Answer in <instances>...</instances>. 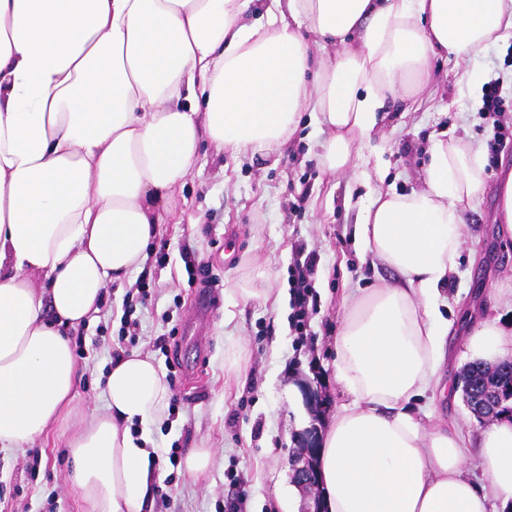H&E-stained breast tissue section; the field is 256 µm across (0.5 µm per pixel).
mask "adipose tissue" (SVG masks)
<instances>
[{"instance_id": "1", "label": "adipose tissue", "mask_w": 512, "mask_h": 512, "mask_svg": "<svg viewBox=\"0 0 512 512\" xmlns=\"http://www.w3.org/2000/svg\"><path fill=\"white\" fill-rule=\"evenodd\" d=\"M510 32L512 0H0V452L71 423L86 512H142L153 456L131 428L163 419L166 376L150 355L120 356L104 410L82 411L69 332L144 264L202 144L275 151L309 111L322 168L358 171L387 101L413 104L436 61ZM430 154L421 189L377 193L357 225L398 279L344 300L334 369L351 400L320 437L322 512L512 503V418L474 436L409 410L441 384L443 290L484 182L472 138ZM467 349L496 364L512 327L482 324Z\"/></svg>"}]
</instances>
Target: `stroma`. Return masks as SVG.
Returning a JSON list of instances; mask_svg holds the SVG:
<instances>
[{"mask_svg": "<svg viewBox=\"0 0 512 512\" xmlns=\"http://www.w3.org/2000/svg\"><path fill=\"white\" fill-rule=\"evenodd\" d=\"M512 35L488 45L469 60L439 67L436 83L417 97L412 111L391 106L382 121L384 148L371 157L367 177L322 171V133L313 113H304L279 152L254 157L218 155L203 146L185 186L150 250L166 249L164 265H151L153 294L135 307V336L119 337L126 291L109 287L92 325L79 329L75 400L79 407L104 408V376L114 352L150 354L165 373L170 398L165 418L148 436L161 454L155 461L157 497L148 512H227L242 499V512H277V483L290 474L296 437L345 402L331 364L341 327L343 301L358 288L391 271L373 266L355 242V226L377 190L406 194L423 184L428 149L446 133L487 145L491 121L480 102L464 92L461 77L500 80L512 96V65L505 56ZM484 173V188L464 216L465 243L448 282L449 362L444 379L457 383L469 362V324L489 320L512 324V304L499 295L512 287V240L497 232L499 166H512V148ZM317 257L314 287L318 311L308 334L289 325L288 268L297 253ZM208 262L218 278L216 303L196 310L197 287L189 286L186 257ZM253 291L242 299L240 289ZM239 372H226L231 355ZM313 387L315 403L303 390ZM68 425L58 424L25 452H0V512H81L69 490ZM215 449L213 464L200 476L188 474L189 449Z\"/></svg>", "mask_w": 512, "mask_h": 512, "instance_id": "1", "label": "stroma"}]
</instances>
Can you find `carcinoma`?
<instances>
[{"label": "carcinoma", "instance_id": "obj_1", "mask_svg": "<svg viewBox=\"0 0 512 512\" xmlns=\"http://www.w3.org/2000/svg\"><path fill=\"white\" fill-rule=\"evenodd\" d=\"M460 382L476 418L487 416L494 421L504 414L512 416V362H470L461 371Z\"/></svg>", "mask_w": 512, "mask_h": 512}]
</instances>
